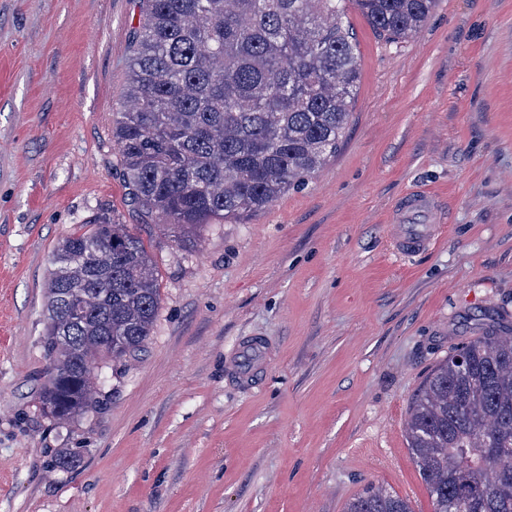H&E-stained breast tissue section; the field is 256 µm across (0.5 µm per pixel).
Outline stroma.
<instances>
[{
  "instance_id": "35a3bbf8",
  "label": "stroma",
  "mask_w": 512,
  "mask_h": 512,
  "mask_svg": "<svg viewBox=\"0 0 512 512\" xmlns=\"http://www.w3.org/2000/svg\"><path fill=\"white\" fill-rule=\"evenodd\" d=\"M349 17L335 157L184 247L132 203L112 139L138 0H0V512H344L371 486L433 512L410 403L456 346L512 328V0H439L397 43ZM413 189L446 230L403 261L387 216ZM102 216L143 238L161 301L98 406L58 423L37 398L45 277ZM247 337L271 351L243 386L224 360Z\"/></svg>"
}]
</instances>
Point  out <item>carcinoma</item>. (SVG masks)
I'll use <instances>...</instances> for the list:
<instances>
[{"instance_id": "carcinoma-1", "label": "carcinoma", "mask_w": 512, "mask_h": 512, "mask_svg": "<svg viewBox=\"0 0 512 512\" xmlns=\"http://www.w3.org/2000/svg\"><path fill=\"white\" fill-rule=\"evenodd\" d=\"M127 101L112 126L132 201L191 240L266 209L334 156L359 88L350 10L388 40L411 37L436 0H140ZM84 292L73 318L65 289ZM42 412L96 405L94 371L138 351L160 304L143 239L102 218L58 240L45 281ZM68 342L58 341L60 336ZM408 448L433 512H512V331L448 355L412 398ZM346 512H413L371 487Z\"/></svg>"}]
</instances>
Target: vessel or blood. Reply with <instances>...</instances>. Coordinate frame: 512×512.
Returning a JSON list of instances; mask_svg holds the SVG:
<instances>
[{
	"label": "vessel or blood",
	"mask_w": 512,
	"mask_h": 512,
	"mask_svg": "<svg viewBox=\"0 0 512 512\" xmlns=\"http://www.w3.org/2000/svg\"><path fill=\"white\" fill-rule=\"evenodd\" d=\"M440 209V199L432 191L417 189L403 194L390 216L394 226L393 253L408 258L430 250L441 230L435 219Z\"/></svg>",
	"instance_id": "obj_1"
}]
</instances>
